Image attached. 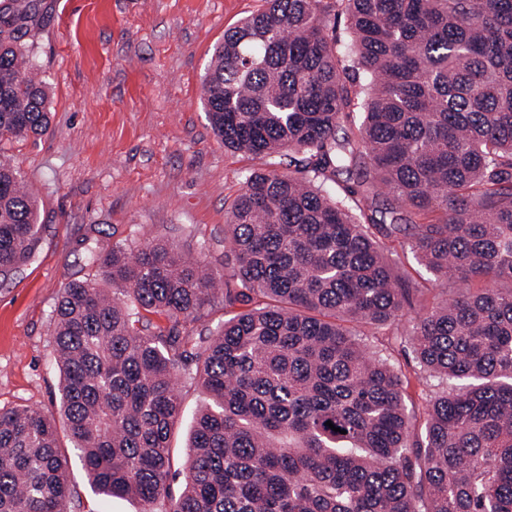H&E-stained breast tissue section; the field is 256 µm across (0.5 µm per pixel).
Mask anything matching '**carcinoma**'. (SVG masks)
I'll list each match as a JSON object with an SVG mask.
<instances>
[{"label": "carcinoma", "mask_w": 512, "mask_h": 512, "mask_svg": "<svg viewBox=\"0 0 512 512\" xmlns=\"http://www.w3.org/2000/svg\"><path fill=\"white\" fill-rule=\"evenodd\" d=\"M39 11L0 0V141L48 126L25 60ZM203 107L225 151L266 159L225 213L224 287L155 242L93 259L112 289L72 281L55 305L91 490L143 512H512V0H267L214 49ZM38 233L1 158L0 274ZM400 237L463 284L407 326L423 288L382 248ZM218 298L248 309L180 335ZM387 327L448 383L420 424L361 343ZM181 371L209 402L175 487ZM68 469L51 417L0 410V512H67Z\"/></svg>", "instance_id": "cac0c4a2"}]
</instances>
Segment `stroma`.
Here are the masks:
<instances>
[{
	"mask_svg": "<svg viewBox=\"0 0 512 512\" xmlns=\"http://www.w3.org/2000/svg\"><path fill=\"white\" fill-rule=\"evenodd\" d=\"M265 0H41L29 56L47 90L50 125L39 138L0 143L39 206L33 257L0 281V409L32 406L52 415L70 448L59 407L61 374L52 312L63 286L96 272L88 256L161 241L224 269L225 212L261 158L225 152L202 109L203 79L215 45ZM395 248L426 292L415 317L448 294L411 255ZM402 372L409 407L423 411L440 378L417 373L410 345L391 331L362 339ZM183 416L172 437L184 462L206 395L178 378ZM69 512H139L130 498L90 490L71 460Z\"/></svg>",
	"mask_w": 512,
	"mask_h": 512,
	"instance_id": "35a3bbf8",
	"label": "stroma"
}]
</instances>
